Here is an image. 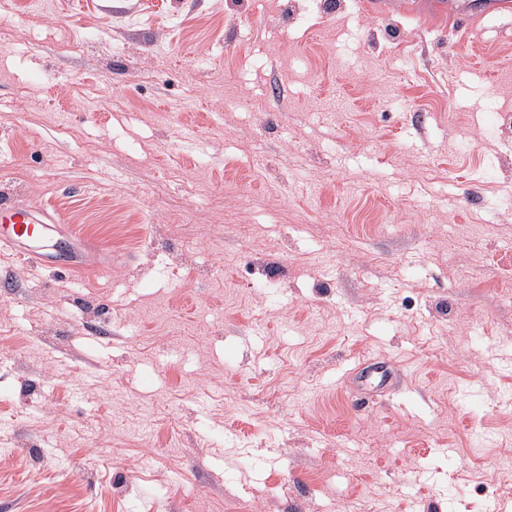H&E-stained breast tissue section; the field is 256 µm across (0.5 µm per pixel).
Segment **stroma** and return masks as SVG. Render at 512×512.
<instances>
[{"instance_id":"35a3bbf8","label":"stroma","mask_w":512,"mask_h":512,"mask_svg":"<svg viewBox=\"0 0 512 512\" xmlns=\"http://www.w3.org/2000/svg\"><path fill=\"white\" fill-rule=\"evenodd\" d=\"M2 196L0 512H512V18L0 0ZM42 205L36 207L28 204L2 200L0 202V223L8 224V235L0 236V243L13 248L16 244L29 240L40 228L42 217L49 215Z\"/></svg>"}]
</instances>
